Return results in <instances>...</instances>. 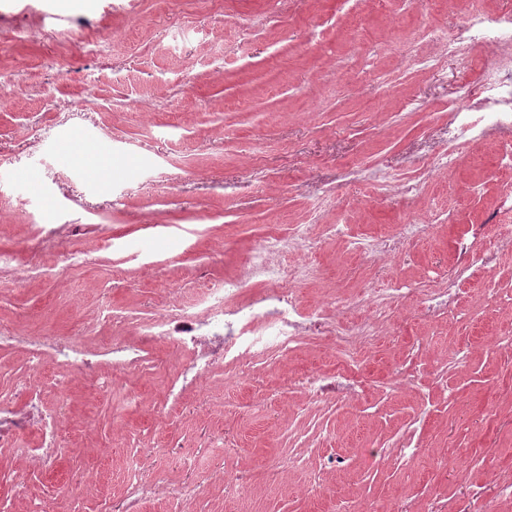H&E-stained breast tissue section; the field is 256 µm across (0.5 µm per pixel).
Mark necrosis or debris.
Returning a JSON list of instances; mask_svg holds the SVG:
<instances>
[{"mask_svg": "<svg viewBox=\"0 0 512 512\" xmlns=\"http://www.w3.org/2000/svg\"><path fill=\"white\" fill-rule=\"evenodd\" d=\"M487 49L490 59L479 78L468 88L465 103L453 106V122L459 135L477 138L492 131L512 130V14H470L448 42L449 55L468 44ZM309 236L303 225H290L287 232L269 231L255 241L240 272L225 276L190 302L177 301L158 316L135 325L140 341L131 347L100 337L99 362H92L77 343H60L56 356L69 374L94 376L97 366L121 374H137L144 362L141 346L146 342L177 341L194 360L190 366L172 367L173 377H191L199 382L210 377L216 364L239 367L260 357L286 355L303 343L310 331L306 315L296 302L295 283L311 278L312 266L293 264L289 256L306 249ZM406 289H388L381 298L366 302L368 318L356 331L341 337L336 354L339 373L316 375L309 391L325 401L339 390L356 393L361 386L353 368L357 357L378 347L375 329L389 307L405 297ZM41 418L18 409L10 395L0 392V447H17L19 439Z\"/></svg>", "mask_w": 512, "mask_h": 512, "instance_id": "4bbe7bcc", "label": "necrosis or debris"}]
</instances>
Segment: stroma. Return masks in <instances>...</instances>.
Instances as JSON below:
<instances>
[{
  "label": "stroma",
  "instance_id": "obj_1",
  "mask_svg": "<svg viewBox=\"0 0 512 512\" xmlns=\"http://www.w3.org/2000/svg\"><path fill=\"white\" fill-rule=\"evenodd\" d=\"M474 10L512 13V0H0V253L13 258L0 267V326L87 340L100 333L101 303L158 314L176 289L235 273L261 234L292 224L308 225L304 258L319 268L298 286L303 307L331 302L348 326L371 291L451 270L476 226L492 245L506 179L499 137L448 143V106L487 53L475 44L446 57L442 43ZM88 32L108 65L85 52ZM50 57L70 73L53 100ZM88 82L96 99L73 109ZM82 135L110 162L92 184L57 153ZM18 170L34 174L40 201L14 185ZM408 177L415 193L377 188ZM418 220L430 232L372 267L327 233L396 235ZM463 289L453 316L409 299L389 310L379 348L357 364L354 398L305 394L308 374L335 368L321 335L287 358L218 373L171 408L167 373L188 360L173 343L148 345L146 374L104 388L77 379L54 473L0 453V512H122L135 451L168 490L145 512H343L351 500L372 512H461L476 495L512 512L487 478L493 464L512 482V354L498 349L512 310L492 301L512 293V253ZM412 361L416 384L394 388ZM409 438L426 447L411 465L395 449ZM445 452L457 459L450 473ZM185 453L195 473L180 469ZM288 455L297 466L277 469ZM225 470L242 478V496L225 493ZM20 473L24 498L13 492ZM317 474L327 497L305 491Z\"/></svg>",
  "mask_w": 512,
  "mask_h": 512
}]
</instances>
